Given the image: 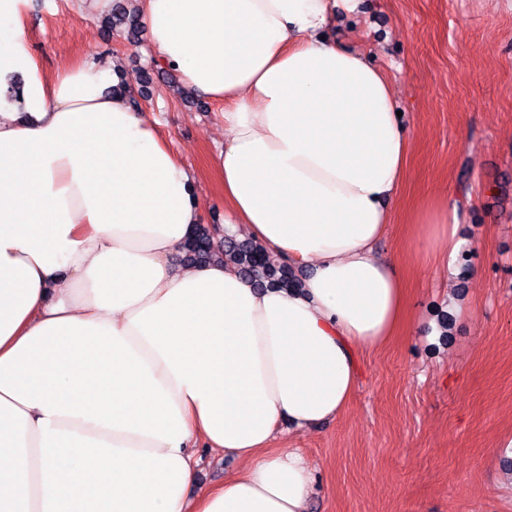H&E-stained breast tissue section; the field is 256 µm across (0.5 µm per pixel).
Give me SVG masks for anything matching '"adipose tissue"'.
I'll list each match as a JSON object with an SVG mask.
<instances>
[{
  "instance_id": "ef3b65f1",
  "label": "adipose tissue",
  "mask_w": 512,
  "mask_h": 512,
  "mask_svg": "<svg viewBox=\"0 0 512 512\" xmlns=\"http://www.w3.org/2000/svg\"><path fill=\"white\" fill-rule=\"evenodd\" d=\"M26 5L0 0V512H305L281 425L339 416L406 321L375 246L409 138L384 72L325 35L360 0H133L154 61L223 103L224 224L299 272L288 290L182 263L193 178L118 62L42 68ZM417 222V262L454 264L457 203ZM201 445L241 469L199 487Z\"/></svg>"
}]
</instances>
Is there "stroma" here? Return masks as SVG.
Listing matches in <instances>:
<instances>
[{
	"mask_svg": "<svg viewBox=\"0 0 512 512\" xmlns=\"http://www.w3.org/2000/svg\"><path fill=\"white\" fill-rule=\"evenodd\" d=\"M107 15L93 0H30L28 49L49 71L86 56L118 61L139 112L196 178L206 224L223 234V103L177 95L178 74L155 63L146 32L128 40ZM328 34L374 57L411 139L378 248L401 254L411 325L361 352L338 418L277 444L299 449L313 472L306 512H512V479L489 464L512 439V0H362ZM445 192L463 201L466 279L413 261L414 217Z\"/></svg>",
	"mask_w": 512,
	"mask_h": 512,
	"instance_id": "35a3bbf8",
	"label": "stroma"
}]
</instances>
